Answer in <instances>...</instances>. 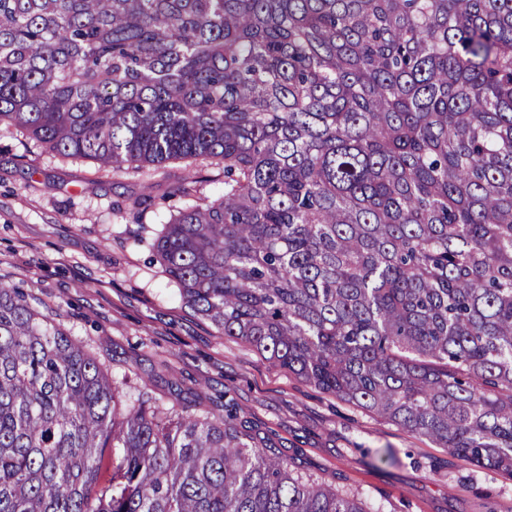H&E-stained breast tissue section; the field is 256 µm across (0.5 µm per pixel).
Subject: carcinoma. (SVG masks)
Returning a JSON list of instances; mask_svg holds the SVG:
<instances>
[{
	"mask_svg": "<svg viewBox=\"0 0 512 512\" xmlns=\"http://www.w3.org/2000/svg\"><path fill=\"white\" fill-rule=\"evenodd\" d=\"M0 126L224 166L153 238L184 303L512 477V0H0ZM265 447L0 285V512H380Z\"/></svg>",
	"mask_w": 512,
	"mask_h": 512,
	"instance_id": "obj_1",
	"label": "carcinoma"
}]
</instances>
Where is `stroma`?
I'll return each mask as SVG.
<instances>
[{
    "label": "stroma",
    "mask_w": 512,
    "mask_h": 512,
    "mask_svg": "<svg viewBox=\"0 0 512 512\" xmlns=\"http://www.w3.org/2000/svg\"><path fill=\"white\" fill-rule=\"evenodd\" d=\"M182 165L113 174L65 159L0 127V284L21 288L108 370L148 381L164 403L220 409L232 392L274 455L296 474L367 499L382 512H512V479L321 393L182 301L143 242L186 200ZM153 201L143 212L133 203Z\"/></svg>",
    "instance_id": "1"
}]
</instances>
